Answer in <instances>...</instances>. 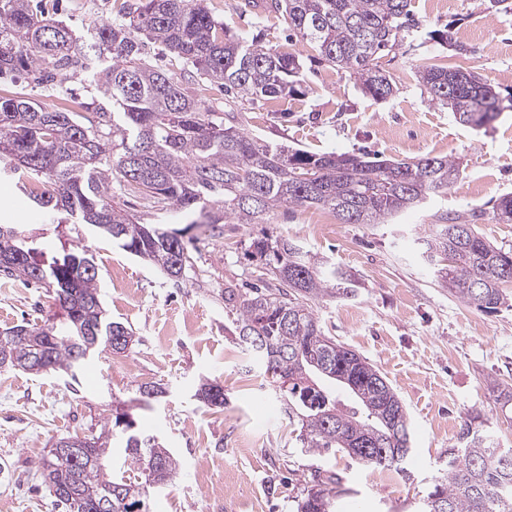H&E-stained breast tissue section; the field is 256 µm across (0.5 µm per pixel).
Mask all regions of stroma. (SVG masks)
<instances>
[{
	"mask_svg": "<svg viewBox=\"0 0 512 512\" xmlns=\"http://www.w3.org/2000/svg\"><path fill=\"white\" fill-rule=\"evenodd\" d=\"M44 2L84 34L112 20L121 0ZM206 4L245 44L291 52L303 63L297 94L274 105L243 98L229 108L223 92L206 90L210 107L231 109L247 132L316 153L366 152L399 160L452 156L462 165L447 194L383 224L340 223L334 234L319 237L308 230L309 208L278 211L266 224L270 234L359 278L355 298L316 302L315 314L327 335L367 357L396 389L410 417L414 455L406 473L376 484L371 471L348 457L318 459L298 448L281 402L241 352L224 308L225 288L256 269L244 257L255 225H225L220 239L196 228L197 264L208 271L209 282L176 286L155 266L90 229L77 234L55 227L50 215L34 209L13 181L0 176V221L34 225L47 251L80 238L100 269L106 308L137 339L130 354L92 356L74 376L0 370V512H59L40 482V459L56 440L87 432L147 383L162 384L167 393L138 409L137 422L160 436L179 461L174 481L151 489L153 512H291L292 496L315 465L344 476L351 493L340 512H414L418 492L471 415L484 414L501 447H512V417L495 408L488 390L493 380L512 385V283L504 284L507 301L496 313L480 312L441 285L419 246L441 216L481 210V233L512 250V224L489 218L496 200L512 195V108L475 130L431 102L416 78L426 62L462 65L488 78L501 97L512 96V0L497 9L488 0H442L436 7L412 0L416 26L379 61L398 86L385 100L365 95L348 72L320 61L312 47L291 35L281 14L250 7L247 0ZM447 29L465 53L433 39L434 31ZM65 89L81 103L93 101L76 77L59 76L50 85L25 74L0 79V97L22 94L47 107ZM115 267L125 273L127 292L108 276ZM61 315L45 289L0 287V329ZM203 376L223 384V407L194 399Z\"/></svg>",
	"mask_w": 512,
	"mask_h": 512,
	"instance_id": "stroma-1",
	"label": "stroma"
}]
</instances>
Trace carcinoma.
<instances>
[{
    "instance_id": "cac0c4a2",
    "label": "carcinoma",
    "mask_w": 512,
    "mask_h": 512,
    "mask_svg": "<svg viewBox=\"0 0 512 512\" xmlns=\"http://www.w3.org/2000/svg\"><path fill=\"white\" fill-rule=\"evenodd\" d=\"M412 0H270L288 27L318 58L350 73L361 91L384 100L397 83L377 59L401 32L416 25ZM159 44L200 79L224 87L231 99H286L298 92L297 55L246 46L204 0H125L120 16L79 40L64 21L33 0H0V78L21 72L51 78L85 69L80 48L96 68L84 77L112 108L94 112L49 110L24 98H0V158L35 206L64 214L63 223L88 225L124 252L158 266L171 281L197 278L194 238L226 224H261L279 210L315 207L342 224H384L389 218L448 190L460 163L448 156L379 159L368 153H315L271 146L210 111L199 92L178 85L153 65L146 47ZM417 80L431 100L451 107L459 122L482 127L505 109L490 81L459 65L425 63ZM42 176L40 187L32 176ZM142 201L146 211L173 209L189 218L183 229L145 224L112 197V186ZM482 214L453 215L433 225L427 258L448 290L486 313L504 304L512 283V250L492 245L477 230ZM492 220L512 224V195L499 198ZM27 224H0V276L46 286L62 318L23 321L0 331V368L32 374L75 373L91 353L125 356L136 338L112 320L99 298V269L86 246L63 247L51 261L37 258ZM246 253L260 276L247 288L224 289L232 334L259 362L284 401L296 441L311 456L347 455L375 470L402 471L412 454L406 408L380 369L325 333L313 304L330 296L355 297V275L328 265L284 237H249ZM494 402L512 407V387L490 382ZM196 399L224 406V387L200 379ZM86 458L47 454L42 484L62 512H150L149 488L176 477L178 460L136 420L120 423L118 409L100 429L82 436ZM138 479L114 480L113 441ZM419 498L418 512H512V457L490 426L474 417L461 425ZM347 493L343 477L315 470L293 512H337Z\"/></svg>"
}]
</instances>
